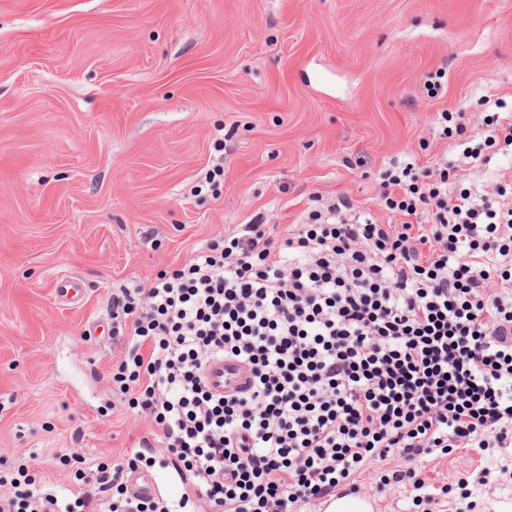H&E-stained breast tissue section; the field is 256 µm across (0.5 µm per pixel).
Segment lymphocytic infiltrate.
<instances>
[{
    "label": "lymphocytic infiltrate",
    "instance_id": "lymphocytic-infiltrate-1",
    "mask_svg": "<svg viewBox=\"0 0 512 512\" xmlns=\"http://www.w3.org/2000/svg\"><path fill=\"white\" fill-rule=\"evenodd\" d=\"M509 194L512 175L479 196L454 167L409 163L381 191L401 224L346 219L342 199L279 240L244 225L113 296L128 348L112 379L212 512H315L362 494L357 474L390 457L407 467L375 492L405 482L438 512L419 463L512 447V205L488 203ZM220 356L248 367L245 394L208 390ZM142 466L137 453L96 465L66 494L21 467L0 476V512H170L129 493Z\"/></svg>",
    "mask_w": 512,
    "mask_h": 512
}]
</instances>
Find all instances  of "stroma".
<instances>
[{"instance_id": "obj_1", "label": "stroma", "mask_w": 512, "mask_h": 512, "mask_svg": "<svg viewBox=\"0 0 512 512\" xmlns=\"http://www.w3.org/2000/svg\"><path fill=\"white\" fill-rule=\"evenodd\" d=\"M491 94L512 104V0H0V460L70 488L60 449L90 467L159 447L112 385L113 292L258 217L284 235L343 197L400 223L379 202L394 164L491 184L512 146L473 167L436 134L447 110L483 141ZM65 274L78 307L55 301ZM509 463L456 448L419 476L512 512Z\"/></svg>"}]
</instances>
